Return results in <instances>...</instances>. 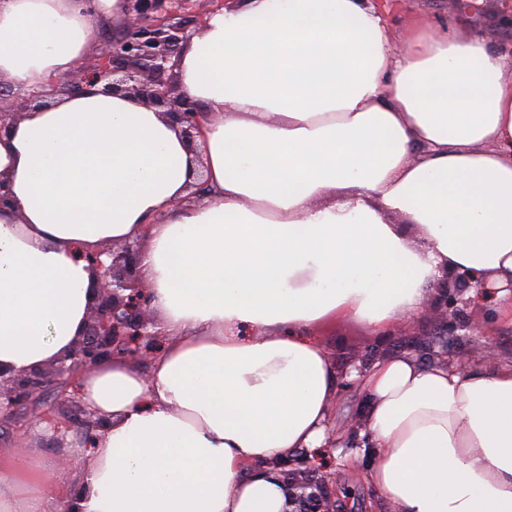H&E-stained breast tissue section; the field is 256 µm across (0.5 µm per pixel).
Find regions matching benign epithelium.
I'll return each instance as SVG.
<instances>
[{
    "mask_svg": "<svg viewBox=\"0 0 512 512\" xmlns=\"http://www.w3.org/2000/svg\"><path fill=\"white\" fill-rule=\"evenodd\" d=\"M191 0H124L126 21L109 43L96 53L73 81L60 78L61 92H75L87 83H104V91L132 94L160 109L179 127L191 146L202 137L205 113L181 95L175 83L179 53L190 37L206 26L210 16L224 9V0H210L212 8L191 9ZM147 231L124 242L86 252L84 259L95 276V299L76 343L51 362L27 370L0 366V419L21 406H32L34 421L44 425L50 439L62 445L73 421L72 409L85 422L84 451L97 448L108 419L87 406L79 393L82 376L104 359L137 363L157 354L163 333L151 316L152 296L139 274L141 247ZM107 255L109 263L101 260ZM465 274L443 275L435 285L443 305L456 300V289L468 288ZM58 388L57 402L46 408L35 401L43 383ZM279 471L288 493L286 512H340L336 482L314 473L310 460L290 454L269 462Z\"/></svg>",
    "mask_w": 512,
    "mask_h": 512,
    "instance_id": "obj_1",
    "label": "benign epithelium"
}]
</instances>
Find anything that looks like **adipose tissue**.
I'll return each mask as SVG.
<instances>
[{"instance_id":"1","label":"adipose tissue","mask_w":512,"mask_h":512,"mask_svg":"<svg viewBox=\"0 0 512 512\" xmlns=\"http://www.w3.org/2000/svg\"><path fill=\"white\" fill-rule=\"evenodd\" d=\"M101 14L122 24L121 0H0V83L52 96L0 135V366L67 351L93 301L83 252L145 228L167 342L150 377L84 376L111 425L73 486L56 457L0 448V512H283L270 461L331 443L338 376L309 326L382 330L445 273L507 299L512 54L444 19L393 47L366 0H231L177 68L210 114L194 152L132 95L54 93ZM202 166L204 199L178 207ZM361 385L369 480L397 512H512V365L395 354Z\"/></svg>"}]
</instances>
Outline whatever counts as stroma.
Listing matches in <instances>:
<instances>
[{
    "label": "stroma",
    "instance_id": "1",
    "mask_svg": "<svg viewBox=\"0 0 512 512\" xmlns=\"http://www.w3.org/2000/svg\"><path fill=\"white\" fill-rule=\"evenodd\" d=\"M444 315L458 325L447 337L438 334ZM311 332L339 373L334 421L342 439L338 447L326 449L323 461L326 473L336 477L343 512H393L392 505L367 481L371 457L363 452L361 430L354 425L361 391L349 377L351 370L367 369L395 353L411 355L424 364L445 356L468 368L492 361L512 363V319L495 305L475 299L456 304L444 314L425 305L419 313L400 317L376 334L359 322L333 315L321 319ZM0 448L57 453L41 426L31 424L22 430L14 420L0 423Z\"/></svg>",
    "mask_w": 512,
    "mask_h": 512
}]
</instances>
